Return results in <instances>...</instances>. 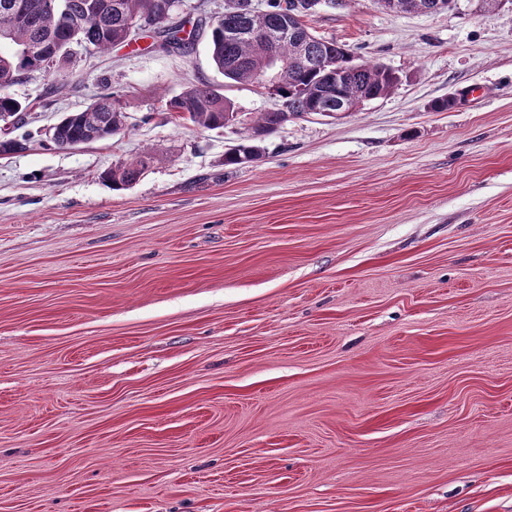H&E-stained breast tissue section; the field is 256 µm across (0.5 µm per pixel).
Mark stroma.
Here are the masks:
<instances>
[{"mask_svg":"<svg viewBox=\"0 0 512 512\" xmlns=\"http://www.w3.org/2000/svg\"><path fill=\"white\" fill-rule=\"evenodd\" d=\"M308 24L400 81L241 166L225 152L280 101L226 81L206 36L76 45L11 87L0 512H512V0ZM201 80L241 124L166 111ZM109 92L124 132L51 141ZM151 159H153L152 154L144 153L131 162L112 167V170L106 174L108 180L112 182V189L122 190L136 182Z\"/></svg>","mask_w":512,"mask_h":512,"instance_id":"1","label":"stroma"}]
</instances>
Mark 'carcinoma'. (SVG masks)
I'll use <instances>...</instances> for the list:
<instances>
[{
  "label": "carcinoma",
  "instance_id": "cac0c4a2",
  "mask_svg": "<svg viewBox=\"0 0 512 512\" xmlns=\"http://www.w3.org/2000/svg\"><path fill=\"white\" fill-rule=\"evenodd\" d=\"M27 7L0 36V118L15 117L27 106L9 93L22 78L46 74L55 62L69 56L76 43L97 52H107L128 40L145 26L155 28L163 46L182 52L193 49L196 30L210 27L209 52L217 70L233 82L252 81L283 100V108L259 113L246 129L242 142L224 155V164L237 165L260 158L264 138L291 118L328 115L336 102L360 101L387 95L398 77L388 68L357 63L344 46L320 37L308 26L307 13L295 24L307 37L301 46L291 37L273 44L280 67L275 69L259 48L257 38L273 34L288 19L294 0H265V8L248 10L243 0H225L224 13L198 22L187 32L171 26L169 0H26ZM166 111L205 130L221 129L236 113L224 93L199 81L166 100ZM126 126L123 106L102 95L78 112L59 121L54 143L62 147L106 140ZM152 154L145 153L107 172L112 188L122 190L138 180Z\"/></svg>",
  "mask_w": 512,
  "mask_h": 512
}]
</instances>
